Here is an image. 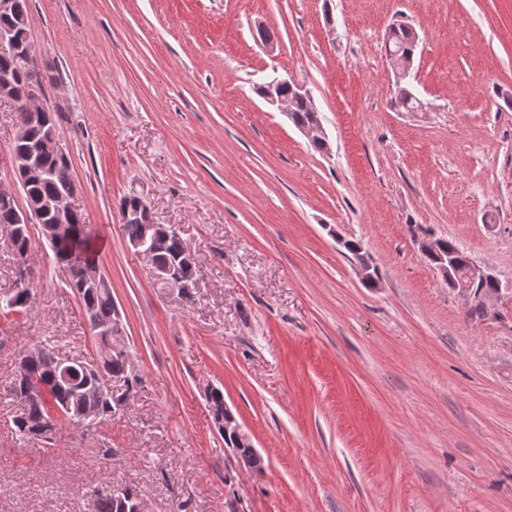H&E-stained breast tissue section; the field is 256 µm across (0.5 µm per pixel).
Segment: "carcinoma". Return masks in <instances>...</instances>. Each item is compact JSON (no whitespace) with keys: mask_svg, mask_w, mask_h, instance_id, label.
Segmentation results:
<instances>
[{"mask_svg":"<svg viewBox=\"0 0 512 512\" xmlns=\"http://www.w3.org/2000/svg\"><path fill=\"white\" fill-rule=\"evenodd\" d=\"M9 15H0V28L17 26L29 18L30 0H12ZM419 35L413 25L398 22L388 30L387 43L397 60H411L419 45ZM28 51V44L17 30L15 52H0V79L8 77L13 83L14 106L19 114V124L29 127L28 139L17 142L11 149L27 151L34 148L49 132L56 130L54 119L43 120L32 117L33 107L29 100L30 74L22 68L21 56ZM422 100L413 92L400 93L395 97V106L405 112L419 108ZM293 122L303 124L313 118V110L303 100L292 99ZM37 175L24 182L22 191L25 198L41 203L42 218L45 221L56 219L53 201L65 189L73 185L70 159L50 153L37 156ZM141 202L134 194L124 196L120 201V213H129L124 228L129 244L133 245L145 238L148 217L140 212ZM0 224L11 227V252L15 265H29L31 251L30 231L24 224L17 223L16 207L0 204ZM58 233L50 241L56 259L62 264L66 283L83 304L90 331L99 344V366L89 365L77 358L63 362L51 349L37 347L30 351L22 350L17 355V373L10 385V392L20 401V406L12 418V430L24 441H40L50 445L54 440L58 424L51 421V414L60 412L59 419L70 422L80 415H90L95 419L106 420L115 415L127 397L135 394L141 386V377L132 369V358L124 339L112 335L109 325L116 315V304L112 299L110 283L103 282L97 288L86 286L82 273L83 265L92 261L90 236L85 232L81 216L72 212L69 219L57 225ZM152 266L171 268L190 284L183 289L182 300H194L196 265L185 253L183 239L171 228L154 225L152 237L148 238ZM440 248L454 255L459 276H465L470 256L453 241L439 239ZM32 276L22 281L16 280L12 292L0 300L4 314L28 311L32 302ZM122 382L124 392L119 396L108 393L105 384L112 380ZM206 401L212 411L218 431H223L224 392L211 386L206 392ZM92 512H134L137 500L141 497L137 486L126 484L122 495L104 491V485L90 491Z\"/></svg>","mask_w":512,"mask_h":512,"instance_id":"obj_1","label":"carcinoma"}]
</instances>
